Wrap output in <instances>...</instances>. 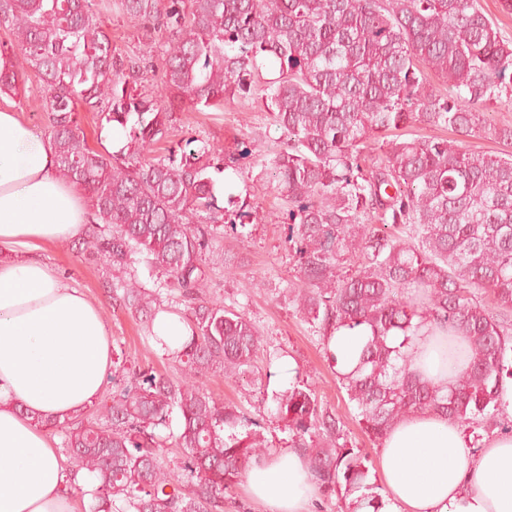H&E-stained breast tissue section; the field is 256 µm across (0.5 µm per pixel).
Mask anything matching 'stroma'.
<instances>
[{
	"mask_svg": "<svg viewBox=\"0 0 512 512\" xmlns=\"http://www.w3.org/2000/svg\"><path fill=\"white\" fill-rule=\"evenodd\" d=\"M112 41L124 55L161 65L160 39L129 26L116 15L106 14ZM277 133L270 127L267 114L257 101H227L223 110L207 112L178 111L172 124V141L188 138L205 139L235 150L245 142L253 151L267 153ZM261 167L253 160L242 163L240 171H226L219 177V206H226L229 195L242 193L245 184H257L251 203L257 220L247 225L246 236H239L224 222H217L213 251L203 262L207 274L208 299L245 314L267 342V352L258 356L253 372L240 379L225 378L213 371L203 378L214 398L240 407L257 421L272 449L288 444V433L280 422L271 418L261 403L265 389L289 386L295 377L312 382L322 410L339 416L344 423L347 446L363 449L368 455L370 481L375 473L379 445L372 441L336 380V370L327 359L318 333L296 314L286 290L298 280L297 262L288 243V204L272 184L260 181ZM39 255L49 266L80 288L103 309L104 320L112 339V356L129 369H152L177 379L182 375L178 360L167 356L145 338L146 327L137 313L131 312L113 293V284L137 277L144 288L155 289L156 276L141 255H134L129 265L113 266L100 256L82 248L80 240L47 245Z\"/></svg>",
	"mask_w": 512,
	"mask_h": 512,
	"instance_id": "stroma-1",
	"label": "stroma"
}]
</instances>
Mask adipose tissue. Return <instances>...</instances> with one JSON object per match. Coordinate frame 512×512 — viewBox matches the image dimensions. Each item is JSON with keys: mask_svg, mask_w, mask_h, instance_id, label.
Instances as JSON below:
<instances>
[{"mask_svg": "<svg viewBox=\"0 0 512 512\" xmlns=\"http://www.w3.org/2000/svg\"><path fill=\"white\" fill-rule=\"evenodd\" d=\"M17 112L0 109V247L30 257L0 261V512H79L64 491L65 458L38 427L91 406L112 367L101 307L33 253L78 237L87 209ZM414 369L447 386L469 362L458 336L421 331ZM377 474L393 512H512V435L469 448L460 427L433 412L409 415L383 438ZM265 512H308L316 483L308 460L285 448L246 475Z\"/></svg>", "mask_w": 512, "mask_h": 512, "instance_id": "ef3b65f1", "label": "adipose tissue"}]
</instances>
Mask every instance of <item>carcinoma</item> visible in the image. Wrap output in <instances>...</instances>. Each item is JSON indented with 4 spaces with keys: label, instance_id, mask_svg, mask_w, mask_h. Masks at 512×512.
<instances>
[{
    "label": "carcinoma",
    "instance_id": "carcinoma-1",
    "mask_svg": "<svg viewBox=\"0 0 512 512\" xmlns=\"http://www.w3.org/2000/svg\"><path fill=\"white\" fill-rule=\"evenodd\" d=\"M95 0H0L10 40L0 56V96L41 81L53 163L87 192L108 231L84 246L114 265L145 256L187 303L181 346L161 350L185 367L173 381L134 372L88 415L46 423L75 468L93 478L88 512H220L252 463L269 453L259 423L218 402L199 381L211 370L251 373L264 347L244 314L207 300L199 260L213 237L190 227L216 209L212 172L237 169L248 147L223 149L191 138L154 154L175 108L220 110L224 101L263 103L278 148L262 166L288 196V242L300 284L288 300L322 338L367 328L356 366L336 372L339 388L376 441L411 413L438 412L465 428L499 427V390L512 380V154L490 155L443 138L407 137L420 125L512 145V124L487 107L512 101V42L477 0H107L106 10L165 38L161 78L112 43ZM448 85L436 94L426 71ZM160 81V90H151ZM94 112L125 132L117 151L92 148L77 118ZM400 131L379 155L378 135ZM231 230L255 218L228 197ZM127 309L154 321L168 309L132 281L117 284ZM430 323L462 336L471 363L444 391L411 368L406 349ZM400 336L396 347L389 337ZM291 447L307 457L320 489L363 490L351 512H380L366 455L339 443L343 423L300 377L272 391ZM182 449L177 470L160 462Z\"/></svg>",
    "mask_w": 512,
    "mask_h": 512
}]
</instances>
